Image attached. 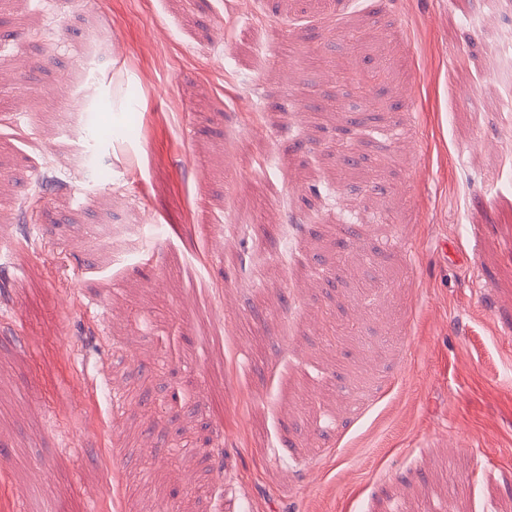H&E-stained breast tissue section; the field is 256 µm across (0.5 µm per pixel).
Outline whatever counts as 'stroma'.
<instances>
[{
    "label": "stroma",
    "instance_id": "obj_1",
    "mask_svg": "<svg viewBox=\"0 0 512 512\" xmlns=\"http://www.w3.org/2000/svg\"><path fill=\"white\" fill-rule=\"evenodd\" d=\"M477 7L0 0V512H512Z\"/></svg>",
    "mask_w": 512,
    "mask_h": 512
}]
</instances>
